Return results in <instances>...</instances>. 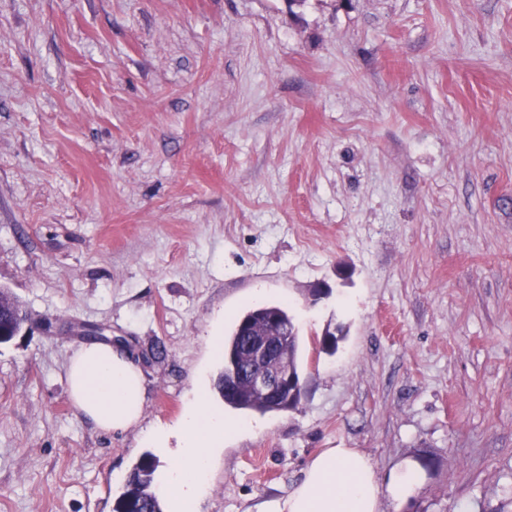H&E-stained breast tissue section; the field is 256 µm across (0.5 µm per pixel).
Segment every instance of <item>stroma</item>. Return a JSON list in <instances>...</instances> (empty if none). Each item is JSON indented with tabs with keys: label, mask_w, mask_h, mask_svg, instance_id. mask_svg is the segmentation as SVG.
I'll return each mask as SVG.
<instances>
[{
	"label": "stroma",
	"mask_w": 512,
	"mask_h": 512,
	"mask_svg": "<svg viewBox=\"0 0 512 512\" xmlns=\"http://www.w3.org/2000/svg\"><path fill=\"white\" fill-rule=\"evenodd\" d=\"M0 288V512H112L268 301L301 403L226 409L257 427L197 512H262L326 448L419 462L403 512H512V0H0ZM77 324L141 368L138 427L74 406ZM21 311L23 310L19 302L7 291L0 289V327L10 330L17 326V318Z\"/></svg>",
	"instance_id": "35a3bbf8"
}]
</instances>
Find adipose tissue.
I'll return each instance as SVG.
<instances>
[{
	"instance_id": "adipose-tissue-1",
	"label": "adipose tissue",
	"mask_w": 512,
	"mask_h": 512,
	"mask_svg": "<svg viewBox=\"0 0 512 512\" xmlns=\"http://www.w3.org/2000/svg\"><path fill=\"white\" fill-rule=\"evenodd\" d=\"M66 381L74 405L96 427L123 432L139 424L145 403L142 373L112 345L82 346L69 360ZM229 429L223 412L205 400L185 409L179 422L181 453L162 485L175 512H193L206 485L209 450ZM420 475L412 460L383 475L359 449L327 448L307 462L302 479L272 501L268 512H381L386 498L402 510L414 495Z\"/></svg>"
}]
</instances>
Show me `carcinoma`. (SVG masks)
<instances>
[{
    "label": "carcinoma",
    "instance_id": "1",
    "mask_svg": "<svg viewBox=\"0 0 512 512\" xmlns=\"http://www.w3.org/2000/svg\"><path fill=\"white\" fill-rule=\"evenodd\" d=\"M22 311L19 302L0 289V327L6 330L17 325ZM293 318L281 304L268 303L253 307L244 312L236 321L230 334L224 337L223 369L216 380V389L224 399V404L241 411L260 414L289 410L283 397L266 396L256 391L247 376L248 362L244 347L242 324H253L259 331H267L271 322L281 326H291L290 336L279 342L276 358L269 361L266 369L277 367L279 360L285 359L295 375H301V340L298 328L292 325ZM157 461L150 455L144 456L130 472L124 491L116 501L113 512H163L162 500L157 490L152 488Z\"/></svg>",
    "mask_w": 512,
    "mask_h": 512
}]
</instances>
